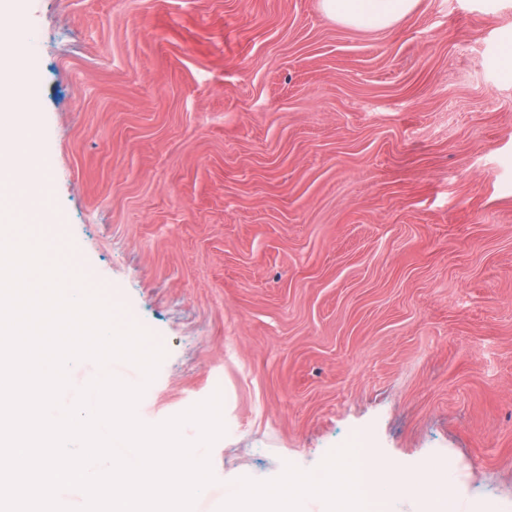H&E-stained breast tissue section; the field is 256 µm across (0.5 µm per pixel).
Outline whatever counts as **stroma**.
Listing matches in <instances>:
<instances>
[{
    "mask_svg": "<svg viewBox=\"0 0 512 512\" xmlns=\"http://www.w3.org/2000/svg\"><path fill=\"white\" fill-rule=\"evenodd\" d=\"M0 35L17 199L165 351L139 419L224 395L194 512L346 450L512 512V0H8ZM418 0H322L323 13L358 29H386L406 17Z\"/></svg>",
    "mask_w": 512,
    "mask_h": 512,
    "instance_id": "stroma-1",
    "label": "stroma"
}]
</instances>
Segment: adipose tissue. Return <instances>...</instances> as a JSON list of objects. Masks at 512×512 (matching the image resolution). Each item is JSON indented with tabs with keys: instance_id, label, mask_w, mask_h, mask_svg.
I'll return each mask as SVG.
<instances>
[{
	"instance_id": "adipose-tissue-1",
	"label": "adipose tissue",
	"mask_w": 512,
	"mask_h": 512,
	"mask_svg": "<svg viewBox=\"0 0 512 512\" xmlns=\"http://www.w3.org/2000/svg\"><path fill=\"white\" fill-rule=\"evenodd\" d=\"M418 0H321L324 14L358 29H385L406 17ZM401 484L381 464H360L350 455L331 459L321 476L288 472L278 486L260 494L239 492L226 512H303L307 497L327 498L329 512H371L369 505L396 499Z\"/></svg>"
}]
</instances>
